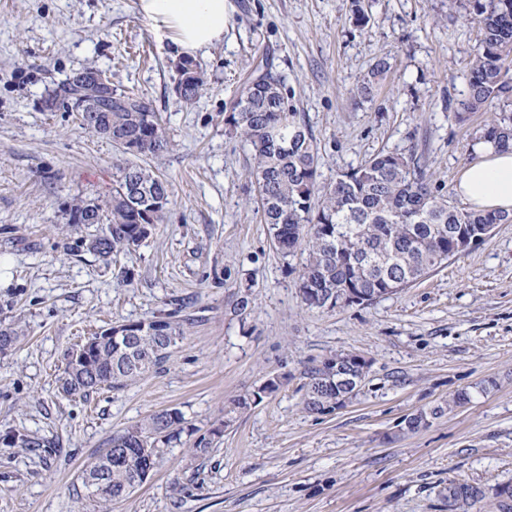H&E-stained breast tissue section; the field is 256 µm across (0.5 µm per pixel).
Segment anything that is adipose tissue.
Listing matches in <instances>:
<instances>
[{
    "label": "adipose tissue",
    "mask_w": 512,
    "mask_h": 512,
    "mask_svg": "<svg viewBox=\"0 0 512 512\" xmlns=\"http://www.w3.org/2000/svg\"><path fill=\"white\" fill-rule=\"evenodd\" d=\"M225 0H138L159 41L172 42L185 55L224 39ZM480 160L468 165L455 184L456 195L476 210L512 213V148L480 142Z\"/></svg>",
    "instance_id": "1"
}]
</instances>
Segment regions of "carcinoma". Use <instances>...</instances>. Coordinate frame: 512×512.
<instances>
[{
	"label": "carcinoma",
	"mask_w": 512,
	"mask_h": 512,
	"mask_svg": "<svg viewBox=\"0 0 512 512\" xmlns=\"http://www.w3.org/2000/svg\"><path fill=\"white\" fill-rule=\"evenodd\" d=\"M469 20L478 25L480 41L467 73V94L461 101L467 112H491L481 139L501 147L512 145V68L505 59L512 55V0H470ZM180 98L192 104L204 91L202 65L191 57L174 62ZM390 65L378 61L368 79L357 88L368 98L376 79ZM87 81L66 78L44 98L53 110L93 97ZM115 98L98 100L100 122L112 127L110 140L121 147L126 159L113 165L112 199L108 209L78 200L70 204L69 223L77 213H86L101 232L84 242L87 250L102 258L140 245L162 223L170 203L168 181L131 158L158 156L168 151L158 113L142 94L114 90ZM227 125L250 146L249 171L258 184L262 222L269 225L278 250L285 256L298 249L308 252L298 275L303 303L311 309H334L336 294L358 288L374 302L397 294L454 256L452 235L478 224H501L512 220L502 211L457 208L436 194L432 175L415 154L382 151L356 167L320 181L321 157L310 127L296 112L285 92V77L266 59L253 69V76L239 92ZM137 144L138 151L123 147ZM164 199L154 211L153 222L138 223L130 205L132 187ZM139 335L113 339L96 332L90 340L91 360L73 371L71 354L59 378L69 396L86 397L104 387L120 389L158 369L169 358L180 338V324L172 315L135 322ZM344 372L330 375L315 366L307 373L304 408L314 414L336 409L347 394L358 395L345 379L352 372L353 354H343ZM283 377L266 376L256 391L232 400L245 410L279 390ZM183 416L167 409L128 426L112 436L83 473V483L102 503L120 500L140 487L157 464L160 448L181 442ZM487 496L486 489L462 479L448 481V512H473ZM496 512H512V486L493 493Z\"/></svg>",
	"instance_id": "obj_1"
}]
</instances>
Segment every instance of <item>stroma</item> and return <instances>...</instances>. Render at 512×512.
Masks as SVG:
<instances>
[{"mask_svg":"<svg viewBox=\"0 0 512 512\" xmlns=\"http://www.w3.org/2000/svg\"><path fill=\"white\" fill-rule=\"evenodd\" d=\"M466 5L361 0L360 25L352 0H226L223 41L197 55L207 89L188 105L137 0H0V324L22 333L0 353V512H448L449 480L512 483V223L397 295L307 309V255L276 250L248 151L224 122L269 56L317 139L322 180L414 152L458 204L488 118L452 109L480 39ZM381 59L390 68L372 96H355ZM87 66L150 99L171 143L145 160L170 182L163 224L108 260L77 249L96 227L70 223L68 208L110 198L121 153L75 113L43 108ZM177 299L184 337L161 370L85 400L60 393L80 337ZM347 353L370 363L358 395L308 413V368ZM269 373L284 378L277 392L230 410ZM460 391L468 403L406 430L407 416ZM174 408L185 426L223 427L217 445L164 449L142 486L100 507L83 471L113 434Z\"/></svg>","mask_w":512,"mask_h":512,"instance_id":"stroma-1","label":"stroma"}]
</instances>
